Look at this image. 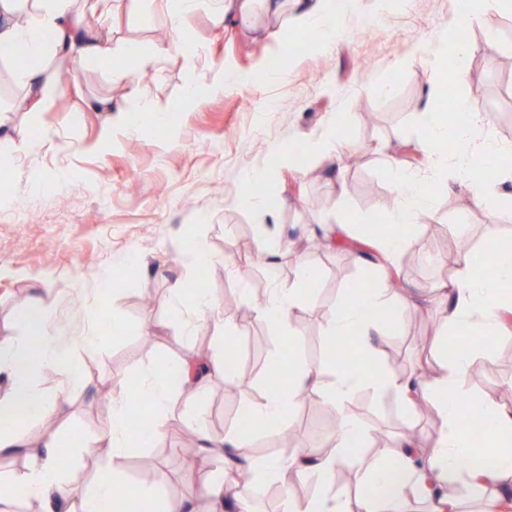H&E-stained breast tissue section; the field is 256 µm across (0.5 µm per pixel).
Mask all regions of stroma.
Returning <instances> with one entry per match:
<instances>
[{"label": "stroma", "mask_w": 512, "mask_h": 512, "mask_svg": "<svg viewBox=\"0 0 512 512\" xmlns=\"http://www.w3.org/2000/svg\"><path fill=\"white\" fill-rule=\"evenodd\" d=\"M213 0H197L182 21L187 52L162 57L138 83L114 78L112 65L84 67L70 59L48 61L52 79L71 87L53 95L45 107L28 111L17 69L0 57V105L11 108V129L0 139V345L22 336L19 310L44 291L56 300L51 329L59 343L76 346L88 332L101 299L103 281H110L117 306L119 336L96 351L79 352L84 380L73 385L55 369H46L37 383L67 408L22 423L28 447L0 453V477L23 473L43 439L76 427L88 434L105 430L112 420V402L132 395L140 374L164 360L214 350L215 328L199 321L186 326L175 318L176 307L160 267L181 272L191 283H203L216 301L234 293L236 342L250 373L235 395H228L223 376H212L206 398L191 426L213 441L236 429L248 405L262 401V375L281 346L278 331L256 320L251 307L258 292L292 280L294 263L272 259L266 268L252 264L231 242L268 232L295 242L304 259L321 274L311 295L295 309L296 358L306 366L323 363L330 310L360 285L370 268L351 244L328 245L326 232L346 211L366 223L379 224L396 203L385 157L413 164L409 143L417 136L418 114L427 100L450 97L461 110L488 115L492 139L512 144V12L486 0L464 34L476 52L456 59L454 43L457 0H348L336 16L340 40L315 50V32L289 25L294 50L277 75L264 76L263 66L279 52L275 35L280 23L261 18L271 37H256L234 20L218 25ZM112 31V45L132 43L146 55L172 35L162 0H121L118 19L102 16ZM370 60L358 68L359 58ZM479 73V82L455 83V68ZM395 73L389 91L377 79ZM198 86L188 98L190 86ZM151 104L170 113L168 129H157L152 116L136 127L111 120V109ZM374 113V124L361 119ZM341 121L345 161L340 183L325 176V155L306 152L289 161L295 148L317 137L329 123ZM262 170L266 178L251 203H241L244 175ZM344 192H337V185ZM428 216L409 235L391 269L401 288L418 295L414 307L392 312L393 322L380 345V359L397 373H413L418 362L435 369L433 349L447 318L445 302L427 294L448 281L457 254L453 239L482 242L505 233L499 208L463 205L453 195L435 191L426 202ZM203 243L215 256L213 265L181 267L180 256L191 242ZM134 253L140 273L114 277L120 257ZM151 296L144 305L143 296ZM480 379H466L462 393L473 402L491 398L512 407V335L483 340L472 352ZM126 379L123 392L102 400L106 383ZM348 409L367 434L365 459H380L386 443L406 429L416 434L419 457H426L440 427L435 411L405 413L392 397L363 388L351 396ZM338 415L321 392L308 391L292 417L297 447L322 448L336 436ZM180 430L152 446L135 449L122 461L124 482H133L138 468L157 476L155 490L165 499H192L195 512H212L203 483L228 469L233 457L200 455L194 472L184 468ZM98 448L63 461L67 488L79 498L90 487L99 461ZM315 481L286 473L279 480L251 490L254 512H284L287 498L317 494Z\"/></svg>", "instance_id": "35a3bbf8"}]
</instances>
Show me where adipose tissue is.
<instances>
[{
	"mask_svg": "<svg viewBox=\"0 0 512 512\" xmlns=\"http://www.w3.org/2000/svg\"><path fill=\"white\" fill-rule=\"evenodd\" d=\"M344 0H217L218 18L229 16L251 23L256 12L281 19L293 17L303 25L319 30L317 42L326 47L338 33L333 20ZM0 54L22 62L20 74L25 101L37 106L51 84L43 61L46 57H75L94 66L112 58L108 36L94 31L81 12L78 0H0ZM487 121L473 118L467 125L449 121L447 114H433L424 104L419 123L420 135L413 144L420 156L419 166H438L448 172L443 183L446 192L466 200L492 203L504 213L512 212V195L499 191L496 178L487 169L501 171L512 167V147L487 140L482 130ZM394 177L397 206L385 214L388 235L377 237L356 216L340 220L338 231L349 238L368 241L386 260H394L406 243L404 228L420 223L424 216L427 190L418 176L419 167H409L392 159L387 164ZM496 258L492 278L479 277L471 252L459 253L455 271L448 282L433 286L438 299L448 304V320L438 344V369L434 376L405 377L387 371L379 363V344L388 333L389 323L381 314L391 307L411 306L412 294H401L379 282L377 287L356 290L330 313L327 336L343 338L368 368L353 374L332 365V380H324L323 370L275 358L272 366L285 369V391L266 397L264 402L246 407V427L226 434L223 451L247 462L254 482L279 479L286 469L300 477L328 484L336 469L359 460L365 432L349 413L346 402L359 388L397 397L407 405L416 400H432L441 418L433 448L424 460H417L408 441L387 449L382 462L366 468L358 498L359 512H410V498L428 506L427 512H462V499L449 497L448 487L463 489L476 496L493 486L512 489V407L489 400L480 407L486 440H479L461 416L456 394L468 378L472 361L467 351L449 356V343L472 338H492L512 331V237H494L484 244ZM319 274L303 258L295 260V275L286 283L274 284L264 305L255 308L256 319L275 323L280 336L294 339L291 319L298 305L316 288ZM55 299L43 294L31 306L20 310L17 323L25 334L16 343L0 347V379L11 386L8 399L0 400V452L23 445V431L15 419L43 417L59 410L58 402L32 381L36 367L50 365L72 382L83 378L75 350L61 345L50 329ZM216 349L205 363L188 359L160 362L143 374L139 389L143 399L159 406L176 402V386L190 384L195 400H202L211 375H231L224 351L235 342L232 323H225L214 337ZM319 389L338 413V429L333 451L320 455L305 450L289 459H255L252 441L260 434L285 430L307 389ZM136 403L120 399L112 408L110 427L95 436L73 429L48 438L42 453L34 455L27 471L12 480L0 479V512H16L18 498L35 501L40 512H122L113 491L122 480L116 460L129 451L149 446L162 437L170 421L161 414L152 421L133 420ZM108 448L111 459L99 463L91 489L80 501H70L60 461L68 454Z\"/></svg>",
	"mask_w": 512,
	"mask_h": 512,
	"instance_id": "obj_1",
	"label": "adipose tissue"
}]
</instances>
